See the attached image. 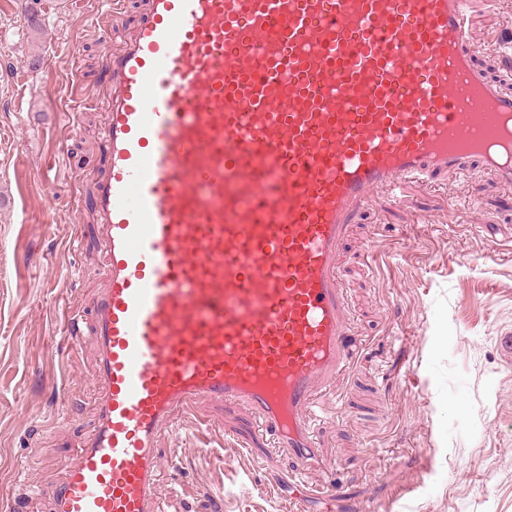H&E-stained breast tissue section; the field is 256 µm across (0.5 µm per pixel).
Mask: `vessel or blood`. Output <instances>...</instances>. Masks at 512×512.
<instances>
[{
	"instance_id": "obj_1",
	"label": "vessel or blood",
	"mask_w": 512,
	"mask_h": 512,
	"mask_svg": "<svg viewBox=\"0 0 512 512\" xmlns=\"http://www.w3.org/2000/svg\"><path fill=\"white\" fill-rule=\"evenodd\" d=\"M473 0H152L112 59L90 322L97 422L55 512H180L157 438L243 404L296 465L358 356L338 263L376 193L470 162L512 185V96L474 67Z\"/></svg>"
}]
</instances>
